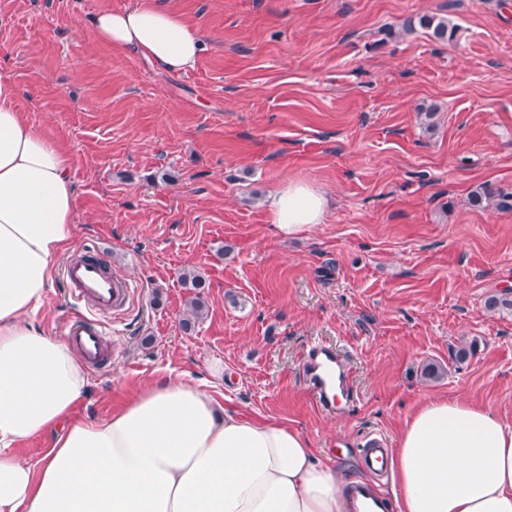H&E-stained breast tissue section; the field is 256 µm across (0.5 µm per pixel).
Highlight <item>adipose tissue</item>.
<instances>
[{"instance_id": "ef3b65f1", "label": "adipose tissue", "mask_w": 512, "mask_h": 512, "mask_svg": "<svg viewBox=\"0 0 512 512\" xmlns=\"http://www.w3.org/2000/svg\"><path fill=\"white\" fill-rule=\"evenodd\" d=\"M91 23L99 42L173 73L204 48L155 0ZM74 165L0 76V512H349L343 474L301 432L224 409L202 382L169 377L106 417H74L84 362L32 321L76 232ZM325 207L301 181L268 201L285 239ZM43 433L54 439L38 467L20 461L15 444ZM391 468L398 512H512V422L467 398H428L405 420Z\"/></svg>"}]
</instances>
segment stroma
Instances as JSON below:
<instances>
[{"label": "stroma", "mask_w": 512, "mask_h": 512, "mask_svg": "<svg viewBox=\"0 0 512 512\" xmlns=\"http://www.w3.org/2000/svg\"><path fill=\"white\" fill-rule=\"evenodd\" d=\"M133 2L0 0V75L75 158L71 246L99 248L135 285L108 319L116 360L89 372L76 416L201 378L389 499L392 475L361 470L358 450L395 444L424 399L512 420V314L484 305L512 290V209L471 201L485 183L512 192V0H156L204 42L181 73L95 41L92 15ZM424 14L456 39L403 31ZM293 181L327 210L285 240L267 200ZM70 310L56 275L33 320L56 337ZM316 342L351 370L332 414L304 375ZM464 345L474 354L456 362Z\"/></svg>", "instance_id": "stroma-1"}]
</instances>
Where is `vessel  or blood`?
I'll return each instance as SVG.
<instances>
[{
	"mask_svg": "<svg viewBox=\"0 0 512 512\" xmlns=\"http://www.w3.org/2000/svg\"><path fill=\"white\" fill-rule=\"evenodd\" d=\"M62 281L69 298L78 308L77 313L65 322L63 334L89 366L104 368L112 360V348L100 317L128 310L134 294L133 285L124 276L104 267L94 248L81 249L65 262ZM342 365V355L323 343L312 345L305 356L308 386L322 410L332 412L336 409V396L325 371ZM359 459L366 471L382 474L388 469L389 454L383 440L370 439L360 449ZM350 496L358 512H384L386 508L383 498L370 484L352 485Z\"/></svg>",
	"mask_w": 512,
	"mask_h": 512,
	"instance_id": "vessel-or-blood-1",
	"label": "vessel or blood"
}]
</instances>
